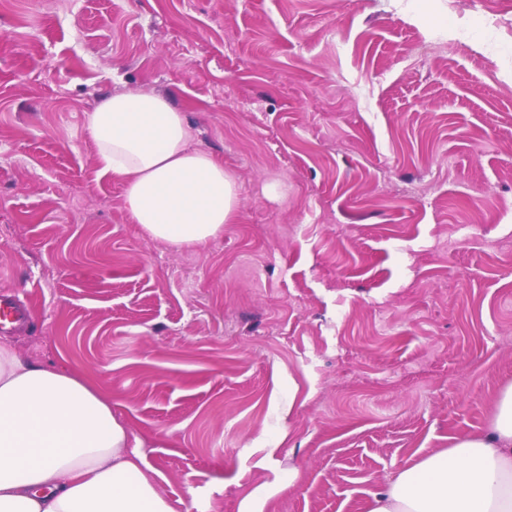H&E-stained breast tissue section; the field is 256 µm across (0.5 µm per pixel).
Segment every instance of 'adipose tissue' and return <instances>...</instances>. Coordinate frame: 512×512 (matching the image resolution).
Returning <instances> with one entry per match:
<instances>
[{"label": "adipose tissue", "instance_id": "1", "mask_svg": "<svg viewBox=\"0 0 512 512\" xmlns=\"http://www.w3.org/2000/svg\"><path fill=\"white\" fill-rule=\"evenodd\" d=\"M87 125L100 173L122 182L129 217L150 238L180 248L223 233L236 184L189 148L185 114L164 95L105 97ZM0 512H171L109 399L1 340ZM371 512H512V386L488 428L399 472Z\"/></svg>", "mask_w": 512, "mask_h": 512}]
</instances>
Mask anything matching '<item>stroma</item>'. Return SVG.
<instances>
[{"label":"stroma","mask_w":512,"mask_h":512,"mask_svg":"<svg viewBox=\"0 0 512 512\" xmlns=\"http://www.w3.org/2000/svg\"><path fill=\"white\" fill-rule=\"evenodd\" d=\"M183 110L238 204L173 249L86 115ZM172 512H370L512 385V0H0V294Z\"/></svg>","instance_id":"stroma-1"}]
</instances>
